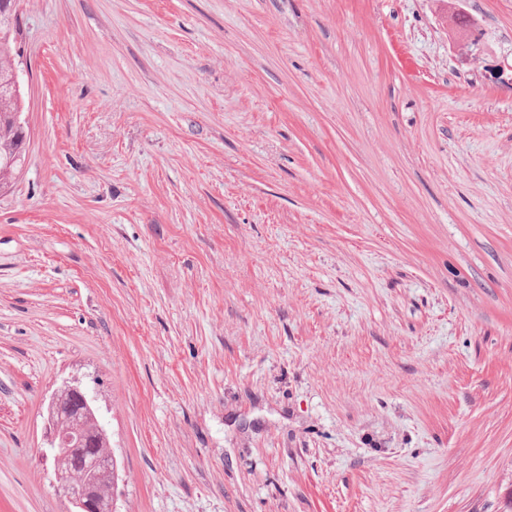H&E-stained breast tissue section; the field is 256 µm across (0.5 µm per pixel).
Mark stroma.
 Listing matches in <instances>:
<instances>
[{"mask_svg":"<svg viewBox=\"0 0 512 512\" xmlns=\"http://www.w3.org/2000/svg\"><path fill=\"white\" fill-rule=\"evenodd\" d=\"M0 512H507L512 0H21ZM96 411L94 398L90 395L88 389L81 382L74 380L64 384L51 397L47 407V425H46V444L47 451L43 453L46 458L56 459L60 456L71 455L77 460L78 466L88 472L85 479L75 480L80 476V472L73 464L69 457H63L53 460L55 474L60 483L59 490L62 491L64 497L68 499L71 505L70 512H115L113 507L112 492L107 497H102L99 493L94 481L90 478V474L97 469L111 470L110 476L102 474L97 477L99 484L104 491L110 488L112 482V490L114 489L115 479L117 477L112 470V459L115 463L112 449H109L110 439L108 436V444H102L97 447L98 451L105 452L98 454L97 452H87L86 448H94L98 444V437L94 435H85L81 443L66 437L61 428L67 427L74 431L81 428V418L84 415L93 414ZM83 430L88 434H99L103 426L100 424L97 414L94 416H86L82 423ZM70 482V483H68Z\"/></svg>","mask_w":512,"mask_h":512,"instance_id":"obj_1","label":"stroma"}]
</instances>
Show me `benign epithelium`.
<instances>
[{"instance_id": "obj_1", "label": "benign epithelium", "mask_w": 512, "mask_h": 512, "mask_svg": "<svg viewBox=\"0 0 512 512\" xmlns=\"http://www.w3.org/2000/svg\"><path fill=\"white\" fill-rule=\"evenodd\" d=\"M95 411L94 398L81 382L74 380L58 389L47 407V451L44 456L56 459L71 455L77 460L78 466L88 473L97 469H112V451L103 454L87 451V448L97 446L98 437L86 435L78 442L66 437L61 428L62 423L66 422L72 430L77 431L81 428V418ZM59 490L68 499L70 512H115L112 496H101L89 477L62 484Z\"/></svg>"}]
</instances>
